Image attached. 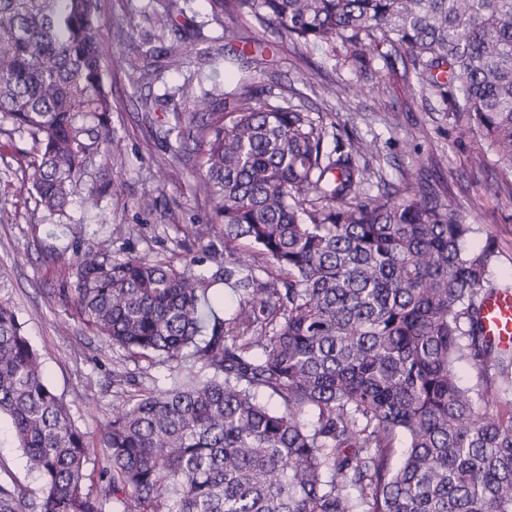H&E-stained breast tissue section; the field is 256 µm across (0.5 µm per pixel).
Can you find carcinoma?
Wrapping results in <instances>:
<instances>
[{
    "label": "carcinoma",
    "mask_w": 512,
    "mask_h": 512,
    "mask_svg": "<svg viewBox=\"0 0 512 512\" xmlns=\"http://www.w3.org/2000/svg\"><path fill=\"white\" fill-rule=\"evenodd\" d=\"M293 45L341 43L377 82L401 63L413 91L484 137L512 175V0H210ZM179 0H162L128 46L150 55ZM100 0H0V128L36 151L32 190L52 214L121 156ZM196 98L195 193L224 226V265L79 257L73 303L131 358L195 369L113 406L109 466L47 381L0 301V417L43 480L41 512H512V348L485 335L496 241L474 232L427 179L386 180L375 145L336 135L252 78ZM357 85H321L356 96ZM224 284L236 295L218 314ZM468 367L475 382L464 386ZM266 390L280 401L256 398ZM0 490V512H26Z\"/></svg>",
    "instance_id": "cac0c4a2"
}]
</instances>
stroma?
Returning a JSON list of instances; mask_svg holds the SVG:
<instances>
[{"label": "stroma", "instance_id": "obj_1", "mask_svg": "<svg viewBox=\"0 0 512 512\" xmlns=\"http://www.w3.org/2000/svg\"><path fill=\"white\" fill-rule=\"evenodd\" d=\"M101 4L104 34L112 46L107 72L112 132L123 148L117 165L105 175L107 192L92 201L75 199L65 215L50 214L31 192V139L20 132L0 135V207L12 214L10 221L0 223V299L10 301L50 384L92 439H100L114 403L145 389L168 388L171 373L154 359H128L87 329L71 302L73 264L82 252L95 248L116 261L141 257L177 262L188 254L196 259L197 273L216 271L212 251L200 248L193 237L195 225L213 222L214 213L195 194L196 143L175 133L187 128L194 110L178 88L189 80L199 91L215 82L234 90L240 76L234 57L253 51L255 44L267 47V62L254 77L270 90L272 102L304 105L328 132L344 128L375 140L372 164L388 180L403 174L413 182L429 179L447 185L449 203L475 227L466 248L480 249L487 238H495L500 254L488 277L502 283L512 276V203L494 194L502 174L493 162H472L486 152V141L459 133L442 113L415 98L402 71L380 84L363 80V94L346 102L322 101L313 94L314 86L362 80L344 48L293 46L275 29L259 28L250 18L213 15L208 0H185L172 30L155 42L160 50L187 36V52L178 64L161 67L150 59L133 70L126 61L128 44L143 35V16L159 8L160 0ZM117 224L125 226V237L113 236ZM0 488L23 494L28 512H40L42 484L28 471L4 422Z\"/></svg>", "mask_w": 512, "mask_h": 512}]
</instances>
